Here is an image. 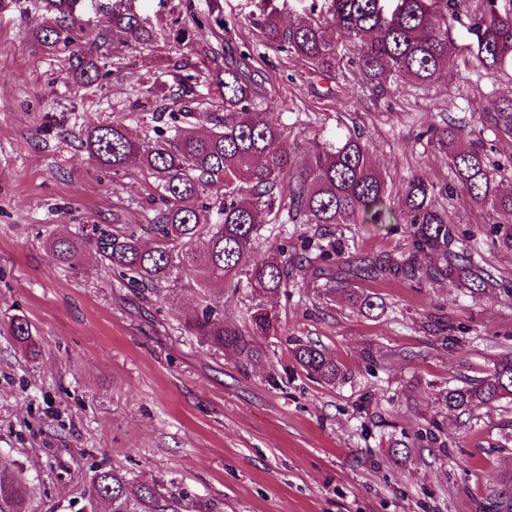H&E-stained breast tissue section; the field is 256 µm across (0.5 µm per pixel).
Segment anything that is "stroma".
I'll list each match as a JSON object with an SVG mask.
<instances>
[{"label":"stroma","instance_id":"1","mask_svg":"<svg viewBox=\"0 0 512 512\" xmlns=\"http://www.w3.org/2000/svg\"><path fill=\"white\" fill-rule=\"evenodd\" d=\"M117 7L166 38L105 44L107 76L85 90L66 51L37 43L39 0H0V464L22 466L32 512H91L84 492L98 467L163 478L185 512H495L512 502V404L468 416L443 401L456 379L482 376L512 349V296L388 277L369 283L384 309L368 316L320 295L299 268L287 294L267 301L278 335L260 337L262 357L243 367L186 334V289L161 298L122 284L93 252L67 268L46 248L96 224H147L153 179L134 164L116 175L97 167L79 136L115 120L144 136L140 116L157 105L148 87L174 85L187 57L199 62L191 99L213 101L225 43L254 47L288 136L356 122L395 185L414 172L448 183L446 157L424 150L418 133L492 110L512 87L462 55L433 85L404 80L373 98L352 71L321 76L261 49L250 23L260 0H80L76 12L88 34L108 36ZM209 14L221 23L194 25ZM448 214L483 267L512 281V253L486 248L483 217L460 196ZM335 235L344 262L408 249L394 227L345 224ZM14 315L31 324L35 355L10 336ZM296 339L320 344L346 380L307 376Z\"/></svg>","mask_w":512,"mask_h":512}]
</instances>
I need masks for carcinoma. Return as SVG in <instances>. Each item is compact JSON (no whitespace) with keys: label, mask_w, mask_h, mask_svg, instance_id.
Segmentation results:
<instances>
[{"label":"carcinoma","mask_w":512,"mask_h":512,"mask_svg":"<svg viewBox=\"0 0 512 512\" xmlns=\"http://www.w3.org/2000/svg\"><path fill=\"white\" fill-rule=\"evenodd\" d=\"M79 0H42L51 17L38 26L44 47H67L82 39L76 16ZM255 25L264 46L301 60L326 74L341 65L357 69L379 92L399 80L427 86L448 68L458 47L452 22L464 14L474 41L465 47L485 70L512 81L511 8L500 0H323L306 15L283 25L273 0ZM155 41L144 22L129 11L112 12V43ZM98 38L72 52L76 82L93 85L99 78ZM247 46L229 47L224 69L213 74L222 111L195 102L178 112L150 113L155 139H134L121 122L87 128L81 147L89 159L117 174L129 164L147 172L159 190L160 206L148 227L127 225L120 231L93 227L84 237L52 238L53 257L72 268L85 248L132 285L153 293L170 291L187 276L198 283L183 327L188 335L216 351L230 350L246 365L262 356L260 336L278 332L266 299L288 294L290 270L312 268L325 294L344 293L348 303L367 314L383 308L377 294L352 286L351 279L396 277L422 284L446 281L450 288L473 294L503 291L512 285L494 278L478 251L464 242L465 232L448 218V187L413 174L400 187L389 185L372 163L370 144L355 128L317 139L308 160L294 162L302 141L285 137L287 124L266 111L265 78L252 63ZM206 122L201 132L197 123ZM512 140V95L498 98L491 112H473L469 122L450 119L425 133L426 147L448 156L455 188L491 220L492 248L512 253V162L490 160L484 132ZM305 224L321 228L343 224L404 226L409 247L400 256L379 253L361 257L350 268L335 266L336 249L302 235L288 238L259 254L264 233L273 225ZM223 286L251 297L243 324L224 318L213 299ZM11 336L28 354L36 351L31 325L10 319ZM297 364L315 380L333 385L347 370L317 345L300 343ZM512 400V350L499 355L490 372L450 386L448 410L461 414ZM30 493L21 473L0 468V512H30ZM104 501L108 512H181V500L162 481H139L118 470L97 469L90 480L89 501Z\"/></svg>","instance_id":"obj_1"}]
</instances>
